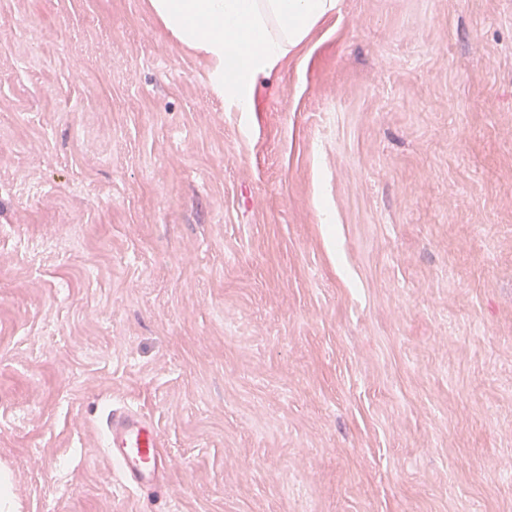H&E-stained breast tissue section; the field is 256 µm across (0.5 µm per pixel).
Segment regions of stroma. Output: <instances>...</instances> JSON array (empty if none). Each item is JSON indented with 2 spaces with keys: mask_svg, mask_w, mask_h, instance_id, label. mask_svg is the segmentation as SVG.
Masks as SVG:
<instances>
[{
  "mask_svg": "<svg viewBox=\"0 0 512 512\" xmlns=\"http://www.w3.org/2000/svg\"><path fill=\"white\" fill-rule=\"evenodd\" d=\"M253 99L148 0H0L18 512H512V0H339ZM103 452L118 466L121 486L168 493L169 456L160 427L138 407L112 406L103 421Z\"/></svg>",
  "mask_w": 512,
  "mask_h": 512,
  "instance_id": "stroma-1",
  "label": "stroma"
}]
</instances>
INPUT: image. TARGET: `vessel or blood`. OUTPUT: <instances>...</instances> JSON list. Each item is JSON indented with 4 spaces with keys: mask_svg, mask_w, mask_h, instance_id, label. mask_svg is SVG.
I'll use <instances>...</instances> for the list:
<instances>
[{
    "mask_svg": "<svg viewBox=\"0 0 512 512\" xmlns=\"http://www.w3.org/2000/svg\"><path fill=\"white\" fill-rule=\"evenodd\" d=\"M103 429V451L117 465L122 487L166 495L169 456L160 427L139 408L122 404L108 412Z\"/></svg>",
    "mask_w": 512,
    "mask_h": 512,
    "instance_id": "vessel-or-blood-1",
    "label": "vessel or blood"
}]
</instances>
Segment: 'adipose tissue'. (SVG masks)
Here are the masks:
<instances>
[{
	"label": "adipose tissue",
	"mask_w": 512,
	"mask_h": 512,
	"mask_svg": "<svg viewBox=\"0 0 512 512\" xmlns=\"http://www.w3.org/2000/svg\"><path fill=\"white\" fill-rule=\"evenodd\" d=\"M338 0H149L164 29L204 53L238 111L252 107L255 86L304 46Z\"/></svg>",
	"instance_id": "ef3b65f1"
}]
</instances>
